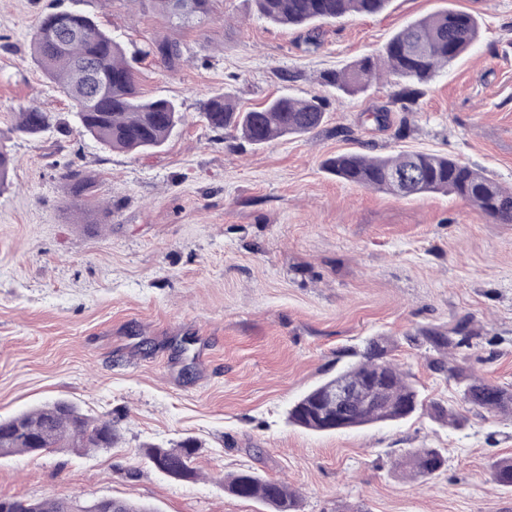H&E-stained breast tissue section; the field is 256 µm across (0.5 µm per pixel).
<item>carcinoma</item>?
I'll return each instance as SVG.
<instances>
[{
	"label": "carcinoma",
	"mask_w": 512,
	"mask_h": 512,
	"mask_svg": "<svg viewBox=\"0 0 512 512\" xmlns=\"http://www.w3.org/2000/svg\"><path fill=\"white\" fill-rule=\"evenodd\" d=\"M155 7L178 24H188L208 13L210 0H153ZM257 15L286 27H305L315 32L320 25L349 15L380 13L389 0H252ZM65 25L54 26L57 19ZM481 35L478 18L468 12L446 10L414 22L396 32L382 54L365 56L340 70L322 74L321 82L354 94L375 81L381 67L392 75L423 84L443 67L471 50ZM31 56L73 108L76 130L112 150L139 152L162 148L183 122L178 105L164 96L141 95L133 59L122 43L95 18L80 12L57 11L40 17L30 44ZM139 55L160 60L172 69L183 55L177 41L155 39ZM199 117L214 131L231 130L249 143L261 146L275 139L303 135L318 128L325 114L320 98L302 99L283 92L262 107L242 110L228 93L214 92L199 102ZM53 116L38 106L18 115L15 130L30 138L40 137L52 125ZM414 168L420 179L411 188L396 187L393 172ZM332 175L360 187L408 198L440 193L469 202L498 224H512V189L486 177L479 169L443 154L399 152L367 156L346 152L325 161ZM64 180L75 195L86 186L81 170L69 167ZM407 341L425 349L428 363L455 386L459 402L429 407L432 420L460 428L471 411L512 416V386L486 381L457 364L455 353L479 345L480 334L457 327L453 334L426 326L406 335ZM394 341L386 336L368 338L355 353L357 360L336 372L300 397L288 411V422L317 433L336 430V405L328 392L343 380L356 389L341 416L344 429L377 423H401L413 416L423 399L410 371L390 358ZM120 417L92 418L72 401L58 398L8 418H0V457L69 448L89 450L117 448L124 441ZM201 443L185 436L170 448L146 444L145 463L177 481L191 482L198 473L193 466ZM411 471L430 478L441 472L447 457L441 448H416L411 452ZM492 479L512 487V457L490 465ZM224 490L254 499L270 512H299V495L282 481L265 479L250 469L224 477ZM155 512L133 498H110L104 506L93 501L80 505L71 498L13 499L0 497V512Z\"/></svg>",
	"instance_id": "carcinoma-1"
}]
</instances>
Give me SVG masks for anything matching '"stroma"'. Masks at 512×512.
Segmentation results:
<instances>
[{"label":"stroma","mask_w":512,"mask_h":512,"mask_svg":"<svg viewBox=\"0 0 512 512\" xmlns=\"http://www.w3.org/2000/svg\"><path fill=\"white\" fill-rule=\"evenodd\" d=\"M448 8L477 16L481 37L422 85L412 112L392 76L355 96L321 83ZM64 10L94 16L130 53L162 37L185 47L175 69L137 67L142 95L175 99L185 116L162 149L14 132L31 105L69 116L29 49L39 16ZM215 91L242 109L284 91L327 110L312 132L255 146L200 121L198 103ZM0 145L15 159L0 186V417L63 397L125 418L119 448L0 457L1 497L265 512L224 490L226 475L249 468L298 491L301 512H512V487L489 474L512 456L511 418L474 415L453 429L419 413L328 434L287 419L377 335L395 341L422 398L455 401L406 340L425 325L480 328L481 348L461 365L512 385V224L453 196L399 198L323 167L347 151H430L511 187L512 0H389L379 14L321 25L313 45L306 30L259 18L252 0H211L186 28L152 0H0ZM69 165L88 180L82 199L63 178ZM187 435L202 443L196 481L140 457L145 444ZM411 448L444 449L446 468L411 475L400 465Z\"/></svg>","instance_id":"1"}]
</instances>
